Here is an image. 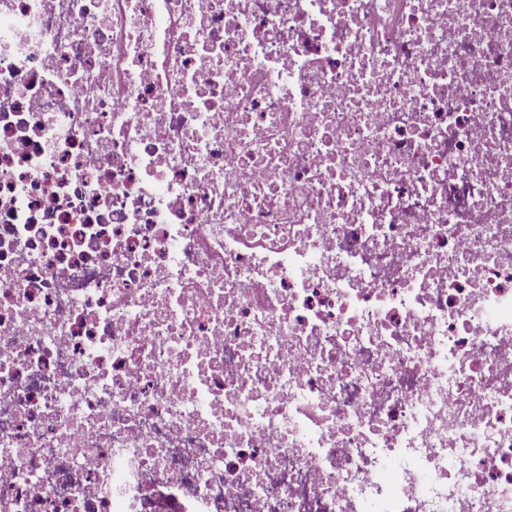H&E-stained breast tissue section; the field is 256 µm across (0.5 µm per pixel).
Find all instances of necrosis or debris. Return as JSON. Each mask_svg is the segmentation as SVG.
Segmentation results:
<instances>
[{"mask_svg": "<svg viewBox=\"0 0 512 512\" xmlns=\"http://www.w3.org/2000/svg\"><path fill=\"white\" fill-rule=\"evenodd\" d=\"M0 512H512V0H0Z\"/></svg>", "mask_w": 512, "mask_h": 512, "instance_id": "obj_1", "label": "necrosis or debris"}]
</instances>
